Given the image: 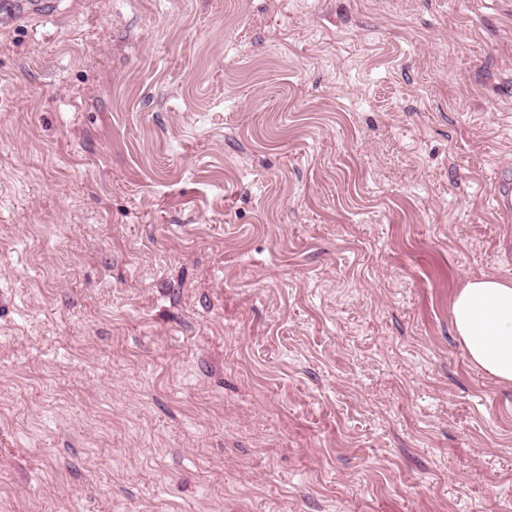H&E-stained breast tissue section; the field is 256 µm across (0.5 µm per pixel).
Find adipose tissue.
Masks as SVG:
<instances>
[{"mask_svg": "<svg viewBox=\"0 0 512 512\" xmlns=\"http://www.w3.org/2000/svg\"><path fill=\"white\" fill-rule=\"evenodd\" d=\"M451 314L470 362L497 381L512 383V281L486 274L468 278Z\"/></svg>", "mask_w": 512, "mask_h": 512, "instance_id": "obj_1", "label": "adipose tissue"}]
</instances>
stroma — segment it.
Listing matches in <instances>:
<instances>
[{
	"instance_id": "obj_1",
	"label": "stroma",
	"mask_w": 512,
	"mask_h": 512,
	"mask_svg": "<svg viewBox=\"0 0 512 512\" xmlns=\"http://www.w3.org/2000/svg\"><path fill=\"white\" fill-rule=\"evenodd\" d=\"M0 4V512H512V0ZM451 314L470 362L497 381L512 383V281L469 277L453 299Z\"/></svg>"
}]
</instances>
